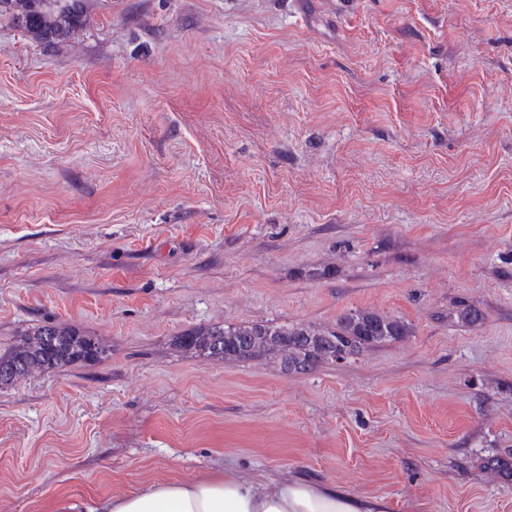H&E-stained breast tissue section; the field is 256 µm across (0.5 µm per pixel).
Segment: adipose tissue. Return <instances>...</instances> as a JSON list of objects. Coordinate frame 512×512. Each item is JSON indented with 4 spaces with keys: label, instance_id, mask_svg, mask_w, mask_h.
Returning a JSON list of instances; mask_svg holds the SVG:
<instances>
[{
    "label": "adipose tissue",
    "instance_id": "obj_1",
    "mask_svg": "<svg viewBox=\"0 0 512 512\" xmlns=\"http://www.w3.org/2000/svg\"><path fill=\"white\" fill-rule=\"evenodd\" d=\"M87 512H386L382 499L355 497L334 486L297 480L261 484L214 475L162 482L96 501Z\"/></svg>",
    "mask_w": 512,
    "mask_h": 512
}]
</instances>
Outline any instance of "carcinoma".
<instances>
[{
    "label": "carcinoma",
    "instance_id": "obj_1",
    "mask_svg": "<svg viewBox=\"0 0 512 512\" xmlns=\"http://www.w3.org/2000/svg\"><path fill=\"white\" fill-rule=\"evenodd\" d=\"M0 18L9 20L33 42L45 46L65 41L84 24V0H0ZM410 335L408 323L396 316L368 310L350 311L336 327L276 323L210 325L177 337L179 349L213 359L247 362L281 356L288 372L307 373L324 362L346 360L364 348ZM107 352L97 339L60 324H45L0 354V385L34 372H54L75 364L95 362ZM486 464L512 481V456Z\"/></svg>",
    "mask_w": 512,
    "mask_h": 512
}]
</instances>
